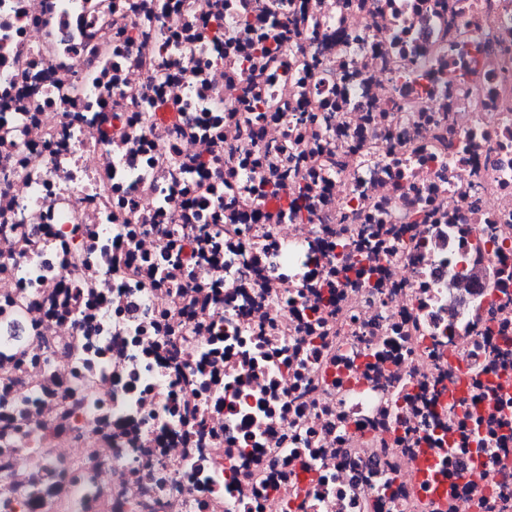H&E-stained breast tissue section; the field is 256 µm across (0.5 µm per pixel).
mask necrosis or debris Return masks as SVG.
<instances>
[{
    "mask_svg": "<svg viewBox=\"0 0 512 512\" xmlns=\"http://www.w3.org/2000/svg\"><path fill=\"white\" fill-rule=\"evenodd\" d=\"M0 512H512V0H0Z\"/></svg>",
    "mask_w": 512,
    "mask_h": 512,
    "instance_id": "necrosis-or-debris-1",
    "label": "necrosis or debris"
}]
</instances>
